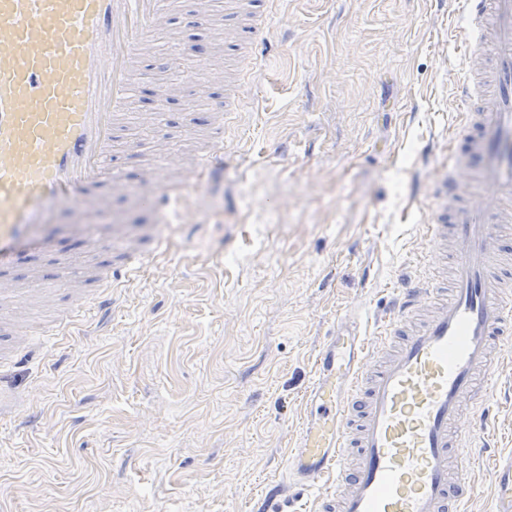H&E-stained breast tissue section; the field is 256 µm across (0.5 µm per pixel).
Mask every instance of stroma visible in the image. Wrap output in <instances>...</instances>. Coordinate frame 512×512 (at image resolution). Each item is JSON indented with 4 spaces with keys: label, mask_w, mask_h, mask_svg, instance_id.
<instances>
[{
    "label": "stroma",
    "mask_w": 512,
    "mask_h": 512,
    "mask_svg": "<svg viewBox=\"0 0 512 512\" xmlns=\"http://www.w3.org/2000/svg\"><path fill=\"white\" fill-rule=\"evenodd\" d=\"M455 0H277L257 69L224 119V166L169 224L165 253L113 289L73 336L49 335L97 284L56 285L0 306V512H258L266 489L312 505L288 470L314 359L341 318L374 332L430 248L426 186L447 161ZM159 137L200 148L210 121L150 87ZM56 209L48 247L0 277L112 260ZM496 451L512 453V350L495 359ZM482 412L474 425L482 427Z\"/></svg>",
    "instance_id": "1"
}]
</instances>
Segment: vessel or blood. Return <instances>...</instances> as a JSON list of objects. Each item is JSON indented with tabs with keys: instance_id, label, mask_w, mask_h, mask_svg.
<instances>
[{
	"instance_id": "obj_1",
	"label": "vessel or blood",
	"mask_w": 512,
	"mask_h": 512,
	"mask_svg": "<svg viewBox=\"0 0 512 512\" xmlns=\"http://www.w3.org/2000/svg\"><path fill=\"white\" fill-rule=\"evenodd\" d=\"M235 2V28L224 26L212 0H197L194 19L252 70L253 38L270 12L267 0ZM460 4L466 27L456 90L468 115L447 170L428 189V279L398 295L380 332L341 325L315 356L288 466L297 484L319 490L316 512H465L476 494L468 410L489 409L493 353L512 348V291L498 274L512 238V0ZM176 7V0H0V268L44 249L40 225L56 204L75 209L73 232L87 240L97 225L86 214L115 195L135 197L160 223H191L184 194L223 166L234 94L212 113L194 161L156 138L137 182L113 163L152 36L168 29ZM224 83L204 58L178 69L156 95L169 100L189 89L208 102ZM447 240L453 277L442 289ZM162 246L155 229L117 239L102 279L136 278L148 252ZM491 483L494 512H512V454Z\"/></svg>"
}]
</instances>
